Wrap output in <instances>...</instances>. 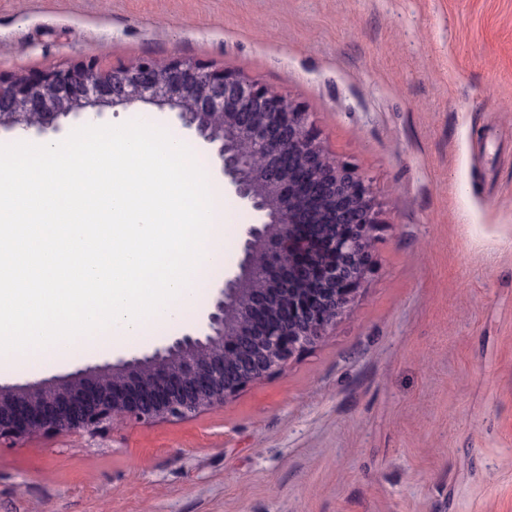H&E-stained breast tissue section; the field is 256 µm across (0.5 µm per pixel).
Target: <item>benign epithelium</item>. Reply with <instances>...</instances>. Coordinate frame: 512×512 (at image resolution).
I'll return each mask as SVG.
<instances>
[{
	"label": "benign epithelium",
	"mask_w": 512,
	"mask_h": 512,
	"mask_svg": "<svg viewBox=\"0 0 512 512\" xmlns=\"http://www.w3.org/2000/svg\"><path fill=\"white\" fill-rule=\"evenodd\" d=\"M140 103L176 110L255 222L237 264L184 332L112 363L0 383V447L222 407L320 342L368 272L373 192L326 153L308 113L280 92L179 58L119 67L90 59L0 76V128L43 132L89 107Z\"/></svg>",
	"instance_id": "benign-epithelium-1"
}]
</instances>
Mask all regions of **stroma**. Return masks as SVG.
I'll return each mask as SVG.
<instances>
[{
    "mask_svg": "<svg viewBox=\"0 0 512 512\" xmlns=\"http://www.w3.org/2000/svg\"><path fill=\"white\" fill-rule=\"evenodd\" d=\"M142 58L308 112L373 189L372 268L317 345L223 407L0 447V512H512V0H0L1 75ZM137 114L180 127L143 103L55 138Z\"/></svg>",
    "mask_w": 512,
    "mask_h": 512,
    "instance_id": "1",
    "label": "stroma"
}]
</instances>
